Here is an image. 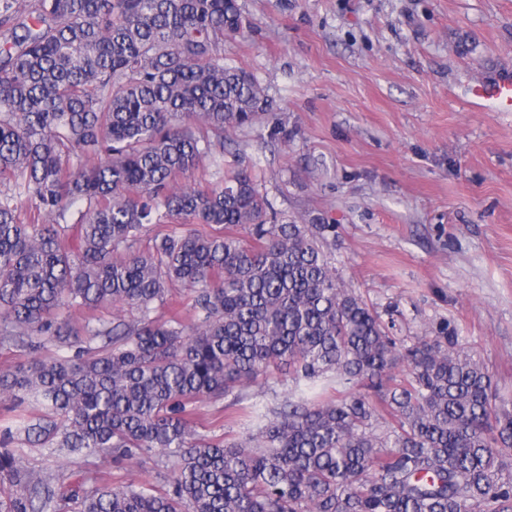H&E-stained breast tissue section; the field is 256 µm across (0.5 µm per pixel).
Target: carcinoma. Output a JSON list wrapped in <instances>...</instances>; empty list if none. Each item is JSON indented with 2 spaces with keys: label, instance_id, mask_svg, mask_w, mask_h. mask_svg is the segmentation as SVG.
<instances>
[{
  "label": "carcinoma",
  "instance_id": "obj_1",
  "mask_svg": "<svg viewBox=\"0 0 512 512\" xmlns=\"http://www.w3.org/2000/svg\"><path fill=\"white\" fill-rule=\"evenodd\" d=\"M243 28L238 0H0V183L46 217L24 224L0 199V346L31 355L0 370V512H512V398L460 337L398 346L337 277L335 225L277 223L251 170L174 182L212 152L200 129L221 138L267 111L224 64ZM76 204L69 246L57 220ZM182 217L210 231L133 249L144 225ZM176 283L191 324L151 317ZM117 304L140 320L71 341L62 310ZM280 368L297 397L256 433H196L197 402ZM22 436L116 462L159 450L172 480L45 475Z\"/></svg>",
  "mask_w": 512,
  "mask_h": 512
}]
</instances>
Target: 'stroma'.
<instances>
[{"label": "stroma", "mask_w": 512, "mask_h": 512, "mask_svg": "<svg viewBox=\"0 0 512 512\" xmlns=\"http://www.w3.org/2000/svg\"><path fill=\"white\" fill-rule=\"evenodd\" d=\"M225 64L271 116L225 132L192 182L253 165L279 222L332 224V262L398 342L449 327L512 395V112L473 106L512 76V0H239ZM274 374L196 403L198 434L241 438L283 403ZM29 467L91 483L161 485L157 455L117 463L24 449Z\"/></svg>", "instance_id": "stroma-1"}]
</instances>
